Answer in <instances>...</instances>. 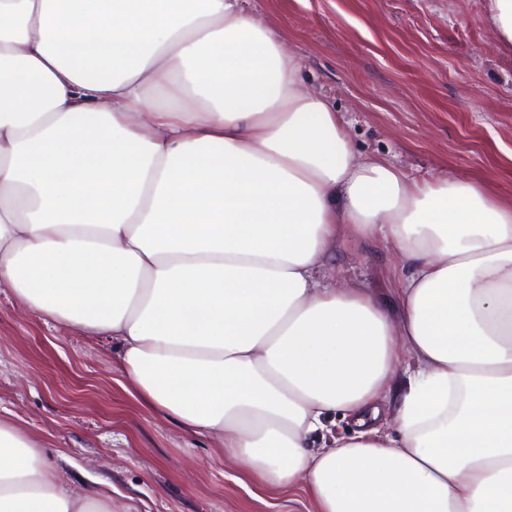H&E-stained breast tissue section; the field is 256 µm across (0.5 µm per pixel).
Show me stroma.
Masks as SVG:
<instances>
[{
	"instance_id": "1",
	"label": "stroma",
	"mask_w": 512,
	"mask_h": 512,
	"mask_svg": "<svg viewBox=\"0 0 512 512\" xmlns=\"http://www.w3.org/2000/svg\"><path fill=\"white\" fill-rule=\"evenodd\" d=\"M284 31L304 88L328 98L354 150L409 180L476 178L512 202V55L497 50L485 0H245ZM331 272L381 301L402 270L380 237L343 239ZM91 341L31 315L0 288V408L75 490L99 479L117 512H314L298 489L238 482L208 437L147 409Z\"/></svg>"
}]
</instances>
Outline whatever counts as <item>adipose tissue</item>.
Returning <instances> with one entry per match:
<instances>
[{
    "label": "adipose tissue",
    "mask_w": 512,
    "mask_h": 512,
    "mask_svg": "<svg viewBox=\"0 0 512 512\" xmlns=\"http://www.w3.org/2000/svg\"><path fill=\"white\" fill-rule=\"evenodd\" d=\"M285 42L241 0H0V286L112 337L240 482L317 512H512V206L361 157ZM377 233L392 307L323 273ZM39 448L0 414V512H112Z\"/></svg>",
    "instance_id": "ef3b65f1"
}]
</instances>
